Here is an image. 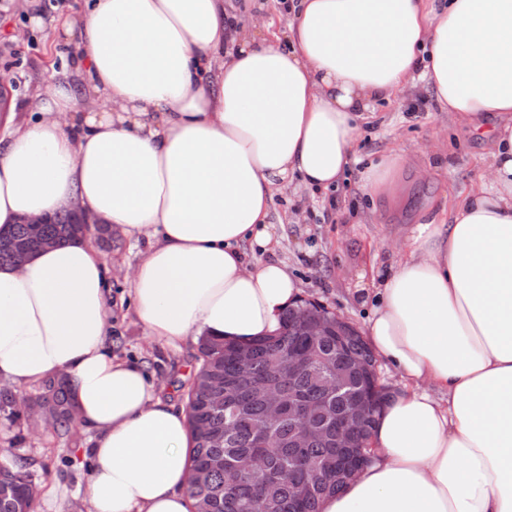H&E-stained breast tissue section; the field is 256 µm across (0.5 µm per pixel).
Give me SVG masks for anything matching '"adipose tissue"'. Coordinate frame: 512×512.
<instances>
[{"label":"adipose tissue","mask_w":512,"mask_h":512,"mask_svg":"<svg viewBox=\"0 0 512 512\" xmlns=\"http://www.w3.org/2000/svg\"><path fill=\"white\" fill-rule=\"evenodd\" d=\"M286 9L280 29L231 0H84L56 27L71 63L31 120L0 113V236L22 214L83 212L145 241L130 292L150 341L251 342L301 293L268 256L275 195L339 187L376 104L424 86L486 143L483 174L365 290V335L402 387L376 459L321 512H512V0ZM406 162L391 149L361 191L399 200ZM106 275L88 238L0 265V385L68 379L91 512H194L187 416L107 350Z\"/></svg>","instance_id":"obj_1"}]
</instances>
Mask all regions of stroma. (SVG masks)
I'll list each match as a JSON object with an SVG mask.
<instances>
[{"label":"stroma","mask_w":512,"mask_h":512,"mask_svg":"<svg viewBox=\"0 0 512 512\" xmlns=\"http://www.w3.org/2000/svg\"><path fill=\"white\" fill-rule=\"evenodd\" d=\"M79 2L57 0L56 6L42 10L44 23L35 27L29 22L28 0H0V82L14 99L19 119L29 116L27 101L33 89L50 81L54 68L70 62L72 49L57 42L54 26ZM395 146L417 155L423 166L431 152L448 162L427 181L415 169L405 168L401 181L406 204L369 199L353 182L343 185L330 204L294 183L275 197L276 210L291 213L293 219L273 227L274 258L300 280L304 298L326 305L360 330L372 310L362 291L365 279L390 265L423 210L437 206L443 195L465 191L481 174L478 156L483 145L460 138L447 114L436 111L421 89L379 107L377 119L358 141L356 157L365 163ZM142 248V243L120 235L115 248L103 254L113 301L107 346L142 364L159 394L182 409L198 366V345H147L144 329L128 306V279ZM1 460L20 462L31 473L41 489L39 512H88L87 479L93 460L85 428L61 438L50 428L0 422Z\"/></svg>","instance_id":"stroma-1"}]
</instances>
